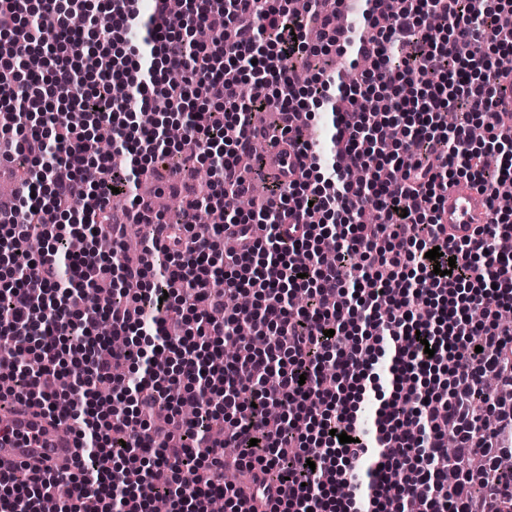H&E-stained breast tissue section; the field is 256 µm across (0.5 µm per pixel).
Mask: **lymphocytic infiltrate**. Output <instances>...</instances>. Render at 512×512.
I'll use <instances>...</instances> for the list:
<instances>
[{"instance_id": "obj_1", "label": "lymphocytic infiltrate", "mask_w": 512, "mask_h": 512, "mask_svg": "<svg viewBox=\"0 0 512 512\" xmlns=\"http://www.w3.org/2000/svg\"><path fill=\"white\" fill-rule=\"evenodd\" d=\"M341 2L308 0L300 13L293 0H184L176 33L169 0H152L146 15L135 0H105L98 15L85 0H0V36L14 39L16 58L46 55L27 71L0 60L9 116L0 138L31 164L21 191L0 197V338L38 363L0 401L76 427L84 450L63 469L0 461V512H39L47 498L65 499L67 512H150L159 491L171 512H208L217 493L229 512H387L393 492L401 512H512V473L499 466L512 453V398L486 389L491 377L512 391V322L497 316L512 306V257L497 248L512 236V211L496 210L477 239L454 244L437 216L452 178L493 203L512 196V71L486 51L512 48V0H407L394 16L388 0H362L357 29L337 27ZM200 29L211 32L203 45L193 42ZM310 29L319 44L305 41ZM333 48L372 66L356 84H337L310 64ZM117 82L130 89L120 101ZM334 88L343 104L331 109L329 168L295 140L299 179L271 180L265 201L221 225H193L202 204L245 196L246 170L264 168L257 109L279 114L272 144L307 100ZM200 97L211 108L167 141L170 117ZM53 101L88 110L86 124L60 123ZM478 114L490 131L479 145L470 136ZM103 138L110 154L97 151ZM163 144L179 165L207 163L214 181L207 197L186 199L161 265L149 241L124 249L130 225L154 206L134 193L122 158L152 157ZM344 157L365 182L351 179ZM116 194L128 200L121 218ZM366 210L372 222L359 223ZM36 230L44 252L19 258ZM72 234L111 239V258L62 253ZM298 251L307 264L293 262ZM89 288L112 290L111 306L85 307ZM230 292L249 294L251 307L226 310ZM294 294L305 303L293 305ZM241 322L262 345L225 357ZM156 348L173 354L171 372L148 369ZM383 355L392 391L371 432L351 397ZM116 365L131 373L114 380L103 414L87 388L113 380ZM173 387L197 404V420L175 411L152 426ZM61 398L70 408L60 414ZM228 444L252 474L250 493L224 483Z\"/></svg>"}]
</instances>
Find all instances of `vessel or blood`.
I'll list each match as a JSON object with an SVG mask.
<instances>
[{"instance_id":"b4317fda","label":"vessel or blood","mask_w":512,"mask_h":512,"mask_svg":"<svg viewBox=\"0 0 512 512\" xmlns=\"http://www.w3.org/2000/svg\"><path fill=\"white\" fill-rule=\"evenodd\" d=\"M270 162L282 173L284 183L296 180L299 159L296 155L273 150ZM492 218L488 197L470 182L460 180L449 183L445 195L441 221L448 238L459 242L472 237ZM8 438L0 437V458L14 462H28L39 458H52L64 464L73 463L81 450L78 442L66 428L36 409H21L12 413Z\"/></svg>"}]
</instances>
